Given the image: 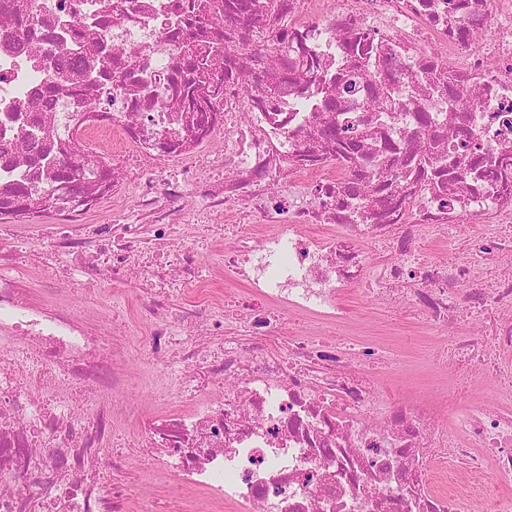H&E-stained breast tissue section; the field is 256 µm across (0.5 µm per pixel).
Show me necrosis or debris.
<instances>
[{
    "label": "necrosis or debris",
    "mask_w": 512,
    "mask_h": 512,
    "mask_svg": "<svg viewBox=\"0 0 512 512\" xmlns=\"http://www.w3.org/2000/svg\"><path fill=\"white\" fill-rule=\"evenodd\" d=\"M181 3L121 0L107 18L100 0H35L31 32L0 12V202L20 186L55 195L46 160L69 150L97 187L94 132L78 122L90 101L99 127L137 151L164 140L192 151L174 91ZM275 3L254 27L265 67L278 72L286 46L297 72L274 96L237 19L205 32L233 62L198 134L224 136L233 171L220 186L140 182L142 224H78L59 204L67 223L28 260L76 279L92 273L91 248L114 279L142 271L132 292L150 304L146 374L97 301L78 308L0 272V512H128L109 460L117 412L137 428L131 453L151 456L171 491L208 492L198 512H512V0ZM329 124L358 145L342 172L329 169ZM353 176L367 190L350 199ZM195 194L263 226L224 244L242 311L224 313L213 291L186 338L155 304L173 279L155 247L182 240L181 203ZM425 235L448 257L421 259ZM376 246L388 254L377 265ZM359 285L443 331L452 372L489 386L493 404L384 388L401 349L350 332L344 295ZM138 382L176 393L182 411L146 415L129 396Z\"/></svg>",
    "instance_id": "obj_1"
}]
</instances>
